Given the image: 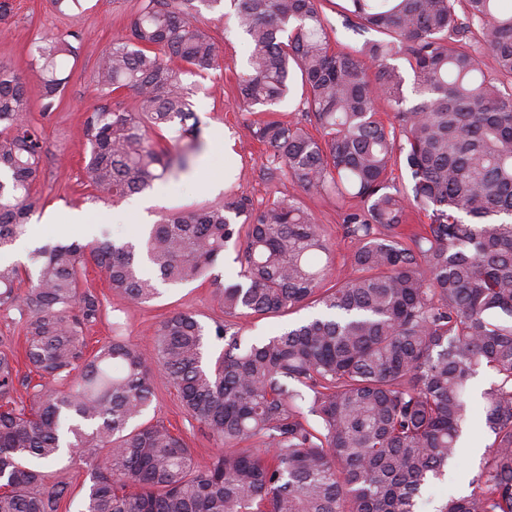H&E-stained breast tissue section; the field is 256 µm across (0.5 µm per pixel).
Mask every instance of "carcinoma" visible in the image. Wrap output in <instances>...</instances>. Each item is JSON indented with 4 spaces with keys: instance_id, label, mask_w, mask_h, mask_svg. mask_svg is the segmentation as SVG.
I'll list each match as a JSON object with an SVG mask.
<instances>
[{
    "instance_id": "obj_1",
    "label": "carcinoma",
    "mask_w": 512,
    "mask_h": 512,
    "mask_svg": "<svg viewBox=\"0 0 512 512\" xmlns=\"http://www.w3.org/2000/svg\"><path fill=\"white\" fill-rule=\"evenodd\" d=\"M224 0H141L104 49L96 83L129 92L132 108L87 113V200L118 203L186 170L203 145L184 82L224 67L198 5ZM250 54L238 104H279L300 76L297 124L256 123L268 161L303 189L331 196L354 240L351 272L335 276L332 244L294 199L258 207L243 196L171 212L139 245L104 240L35 248L30 285L0 263V309L26 315V357L42 382L19 377L0 351V512H58L69 484L40 469L62 449L91 471L82 512H417L422 488L445 475L481 393L488 452L464 496L436 512H512V9L501 0H338L357 34L336 49L323 0H231ZM74 33L39 47L40 111L61 102ZM495 64L490 77L479 57ZM419 101L406 106V77ZM393 109L384 122L377 102ZM21 77L0 67V249L26 233L39 197L42 133ZM174 133L163 146L149 131ZM404 168L410 190L392 181ZM415 207L429 223L398 228ZM242 248L238 281L218 289L224 321L205 327L175 313L146 351L121 338L86 354L84 329L100 301L82 288L101 268L134 304L155 279L211 277L229 246ZM149 266L157 275L142 272ZM321 306L308 321L252 342L235 319ZM224 342L215 359L210 339ZM222 451L199 466L164 424L143 421L157 376ZM30 405H17L20 390ZM109 449L101 460L92 450Z\"/></svg>"
}]
</instances>
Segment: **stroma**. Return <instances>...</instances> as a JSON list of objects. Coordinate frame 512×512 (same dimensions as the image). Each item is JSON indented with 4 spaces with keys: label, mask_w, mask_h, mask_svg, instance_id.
Masks as SVG:
<instances>
[{
    "label": "stroma",
    "mask_w": 512,
    "mask_h": 512,
    "mask_svg": "<svg viewBox=\"0 0 512 512\" xmlns=\"http://www.w3.org/2000/svg\"><path fill=\"white\" fill-rule=\"evenodd\" d=\"M13 9L0 22V66L20 74L31 98L40 95L39 77L31 66L30 51L42 41L75 32L79 50L69 59L67 84L63 98L50 112H34L35 123L42 130L45 147L40 178L35 186L41 201L30 216L37 231L30 240L39 247L59 240L84 243L108 238L128 240L130 231L147 236L162 215L199 209L223 201L226 194L248 197L253 203L275 198H295L312 211L322 224L333 248L336 271H344L354 245L346 236L335 200L301 189L291 179L271 172L264 145L252 133L254 114L237 108V81L244 72L249 45L223 8H201L199 25L215 38L224 54L223 69L205 73H189L184 77L191 87L195 109L204 124L205 144L190 169L139 196V213L124 214L113 221V205L86 201L87 189L82 183L85 150L80 124L83 116L99 103L94 86L97 59L111 44L136 10L139 0H82L81 9L58 12L52 0H11ZM208 170L223 179L222 190L214 191L198 178L199 170ZM234 249H227L209 280L183 284H160V295L144 305H132L110 290L105 275L94 266L88 267L83 285L99 296L101 319L86 333L89 350H97L121 336L144 349H152L154 330L174 313H195L204 325L223 320L224 308L217 295L218 282L235 276L238 269ZM304 307L290 313L240 318L241 334L256 339L277 333L282 328L313 316ZM148 417L163 422L173 433L181 435L193 451L198 465L208 463L220 447L207 430L187 416L176 389L165 379L155 382V398ZM489 439L484 428L481 401H474L472 419L467 425V447L459 451L444 479L425 487L419 499L420 512H435L448 497L468 494L469 483L478 470ZM46 472L68 478L70 490L61 501L58 512H79L90 476L81 461L61 456L46 464Z\"/></svg>",
    "instance_id": "35a3bbf8"
}]
</instances>
